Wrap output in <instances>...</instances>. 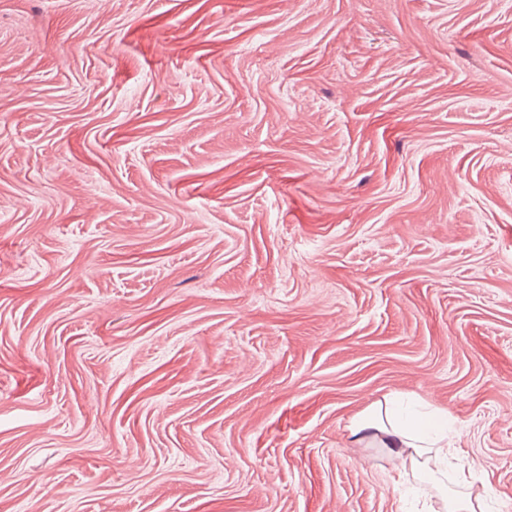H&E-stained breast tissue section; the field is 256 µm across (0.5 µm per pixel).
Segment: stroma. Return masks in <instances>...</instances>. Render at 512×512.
<instances>
[{
  "label": "stroma",
  "mask_w": 512,
  "mask_h": 512,
  "mask_svg": "<svg viewBox=\"0 0 512 512\" xmlns=\"http://www.w3.org/2000/svg\"><path fill=\"white\" fill-rule=\"evenodd\" d=\"M512 0H0V512H415L385 397L512 512Z\"/></svg>",
  "instance_id": "35a3bbf8"
}]
</instances>
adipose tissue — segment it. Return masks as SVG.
I'll list each match as a JSON object with an SVG mask.
<instances>
[{"instance_id": "obj_1", "label": "adipose tissue", "mask_w": 512, "mask_h": 512, "mask_svg": "<svg viewBox=\"0 0 512 512\" xmlns=\"http://www.w3.org/2000/svg\"><path fill=\"white\" fill-rule=\"evenodd\" d=\"M354 433L381 437L402 475L441 483L448 473V416L440 410H422L404 416L372 411L354 423Z\"/></svg>"}]
</instances>
